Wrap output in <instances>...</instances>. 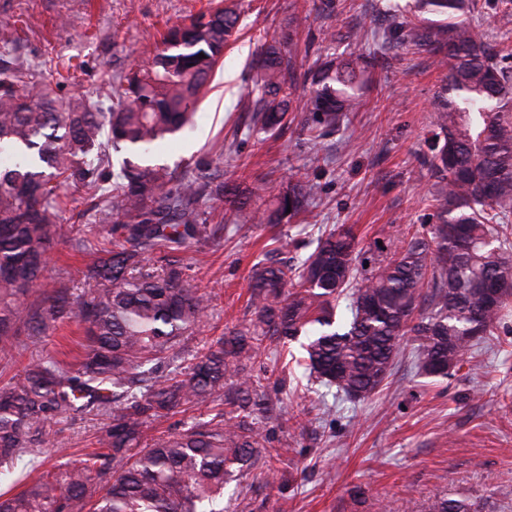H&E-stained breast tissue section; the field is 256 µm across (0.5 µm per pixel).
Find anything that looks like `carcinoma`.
Here are the masks:
<instances>
[{"instance_id":"cac0c4a2","label":"carcinoma","mask_w":512,"mask_h":512,"mask_svg":"<svg viewBox=\"0 0 512 512\" xmlns=\"http://www.w3.org/2000/svg\"><path fill=\"white\" fill-rule=\"evenodd\" d=\"M245 0H224L168 28L145 66L120 77L106 112L67 110L43 87L21 94L23 78L0 67V355L15 347L17 324L32 342L71 312L85 326L79 365L43 358L20 380L0 384V468L36 457L50 443L54 420L95 413L106 419L100 451L37 472L17 493L0 492V512H224V484L245 473L260 452L247 418L261 379L248 369L254 347L270 338L305 336L297 360L310 376L354 401L371 397L389 377L402 341L415 337L413 362L427 377H451L465 353L496 330L512 291L492 299L489 282L512 283V67L472 22L477 0H415L400 40L448 69L447 95L436 103V140L427 158L434 182L425 198L435 222L364 273L356 266L351 229L316 239L300 263L258 262L251 270L252 318L181 361L178 345L207 316L211 297L187 280L177 259L143 273L156 254L169 255L214 238L206 200L241 209L244 190L213 184L210 163L194 175L144 158L157 142L193 124V109L224 50L240 31ZM261 45L255 60L253 128L273 134L298 102V76L285 45ZM204 58H198L199 54ZM375 57L327 59L309 83L300 133L317 142L362 107ZM128 145L143 156L116 173L105 150ZM112 218V238L95 249L82 275L103 287L73 306L46 286V252L65 236L64 201L44 168ZM316 186L300 173L252 219L281 224L309 211ZM40 293L42 304L22 303ZM350 316L336 313L340 300ZM212 412L178 432L144 443L148 424L187 408ZM430 512H475L467 498L435 500Z\"/></svg>"}]
</instances>
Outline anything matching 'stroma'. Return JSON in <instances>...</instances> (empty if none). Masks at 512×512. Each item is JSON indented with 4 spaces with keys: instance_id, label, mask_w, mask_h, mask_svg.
Wrapping results in <instances>:
<instances>
[{
    "instance_id": "stroma-1",
    "label": "stroma",
    "mask_w": 512,
    "mask_h": 512,
    "mask_svg": "<svg viewBox=\"0 0 512 512\" xmlns=\"http://www.w3.org/2000/svg\"><path fill=\"white\" fill-rule=\"evenodd\" d=\"M413 0H253L238 39L224 52L200 97L193 128L167 136L153 151L155 163L194 173L199 160L227 184L265 180L277 194L290 169L317 186L310 212L275 227L245 224L225 213L221 244L180 250L192 284L213 297L204 322L184 343L201 348L225 329L245 327L252 315L253 264L272 249L273 236L293 238L284 250L294 261L330 225L351 226L361 258L389 256L427 223L425 196L432 184L425 162L436 131L434 105L446 74L431 57L396 39L397 22L412 14ZM214 0H0V47L26 84L51 85L58 102L108 107L112 82L146 63L167 28L213 6ZM294 33L297 74L320 56L377 54L362 111L315 143L296 128L270 137L253 131L247 106L262 41ZM68 237L48 253L47 275L69 301L90 295L95 282L81 275L89 254L72 239L96 225L106 237L110 218L88 210L74 194L61 214ZM306 234H298V225ZM19 352L0 361V382L17 380L23 367L51 355L77 365L82 331L63 319L30 346L20 327ZM407 338L392 375L379 391L356 404L310 378L295 359L299 342H263L253 361L266 408L254 428L272 452L264 464L224 488V512H419L436 498L464 496L479 512H512V315L489 343L474 350L479 373L417 376ZM101 417L87 414L47 426L51 470L94 447Z\"/></svg>"
}]
</instances>
